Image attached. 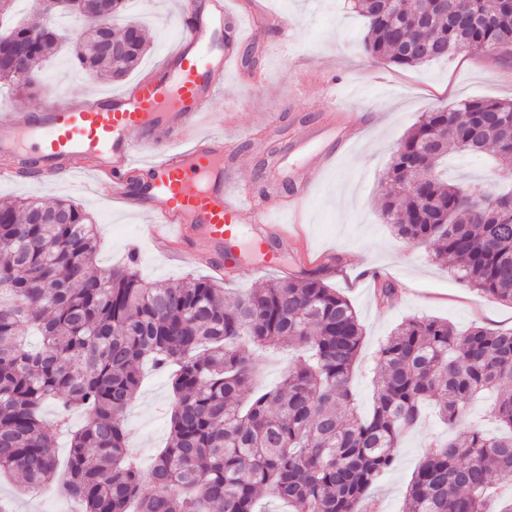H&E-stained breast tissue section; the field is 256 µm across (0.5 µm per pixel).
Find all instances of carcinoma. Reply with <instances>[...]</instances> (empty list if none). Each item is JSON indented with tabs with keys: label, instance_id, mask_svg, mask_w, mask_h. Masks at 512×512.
Returning <instances> with one entry per match:
<instances>
[{
	"label": "carcinoma",
	"instance_id": "carcinoma-1",
	"mask_svg": "<svg viewBox=\"0 0 512 512\" xmlns=\"http://www.w3.org/2000/svg\"><path fill=\"white\" fill-rule=\"evenodd\" d=\"M124 0H101V22ZM368 22L367 54L396 67L448 57L458 44L512 46L506 0H353ZM39 14L0 35L29 45L0 63V82L33 91L61 35ZM118 58L96 50L86 22L71 57L85 70L121 81L148 48L142 25ZM474 154L493 147L496 175H512V101L463 100L423 114L397 144L387 169L395 188L378 204L409 245L433 243L459 263L457 279L512 304V214L498 212L512 190L448 181V146ZM438 177L430 180L427 172ZM99 237L67 199L27 197L0 206V475L23 489L56 487L80 512H256L266 497L291 512H357L395 459L402 432L433 401L454 425L476 400L490 399L505 433L464 430L431 441L407 488L402 512H512L490 489L512 487V330L409 318L380 347L371 412L358 413L349 389L363 329L349 300L323 278L271 280L227 295L214 279L144 281L136 258L96 267ZM40 345L28 343L30 332ZM292 347L309 355L279 386H252L254 348ZM146 361L174 366L170 432L149 474L126 445L120 416L135 399ZM55 401L53 421L43 406ZM83 425L71 434L58 477V435L71 408Z\"/></svg>",
	"mask_w": 512,
	"mask_h": 512
}]
</instances>
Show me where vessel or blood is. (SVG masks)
<instances>
[{
    "instance_id": "vessel-or-blood-1",
    "label": "vessel or blood",
    "mask_w": 512,
    "mask_h": 512,
    "mask_svg": "<svg viewBox=\"0 0 512 512\" xmlns=\"http://www.w3.org/2000/svg\"><path fill=\"white\" fill-rule=\"evenodd\" d=\"M224 0H179L182 23L177 49L130 88L76 102L61 99L38 112L0 119V176L17 178L13 161L32 160L34 176L85 164L98 192L119 205L146 213L151 231H163L159 246L179 256L197 241L210 247L204 261L216 273L236 261L239 241L250 233V250L263 267L282 264L286 237L253 197L231 192L224 174V141L197 133L200 114L221 90L232 51L224 46ZM155 153L152 179L140 199L129 194L127 177L139 151ZM321 167L299 176L292 196L301 206L319 181ZM250 230H243L244 220Z\"/></svg>"
}]
</instances>
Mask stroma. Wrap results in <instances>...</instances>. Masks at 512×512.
<instances>
[{
  "label": "stroma",
  "mask_w": 512,
  "mask_h": 512,
  "mask_svg": "<svg viewBox=\"0 0 512 512\" xmlns=\"http://www.w3.org/2000/svg\"><path fill=\"white\" fill-rule=\"evenodd\" d=\"M248 0H224L232 17L224 32L236 48L251 47L255 64L231 63L222 89L210 106L202 130L223 135L224 147L234 150L229 165L236 172L235 190L250 193L257 183L260 159L271 156L296 171L317 164L324 151L335 162L319 189L306 202L302 233L285 246L284 269L255 270L249 265L225 271V287L245 291L281 278H305L314 269L304 257L327 256L322 275L342 292L363 327L362 349L352 375V391L361 412H369L373 396V357L391 331L409 317L447 320L457 330L474 326L512 329V305L477 294L453 276L452 262L438 258L432 245L405 244L385 223L376 199L385 190V175L394 148L425 112L451 107L467 99H512V54L458 52L411 69L369 59L362 41L366 22L353 12L350 0H258L260 13L279 15L283 27L255 24ZM175 0H127L115 26L129 19L142 22L150 49L140 69L115 82L80 68L68 51L51 59L40 89L17 95L0 88V114L32 112L51 94L83 98L103 91H121L143 70L162 61L181 29L175 22ZM322 120L326 129L308 153L292 149L302 127ZM492 155L448 153V176L468 185L492 179ZM37 196L65 198L79 204L96 224L102 247L100 267L107 268L136 254L138 268L152 282H172L187 274L209 275L196 255L206 243L197 242L193 255L178 258L159 250L142 229L134 212L113 210L111 201L61 171L41 179L0 180V205ZM394 285L397 295L379 303L380 282ZM255 389L281 383L294 362L289 349L258 350ZM173 407L171 383L165 372L148 366L141 388L123 417L127 444L153 465L169 433ZM451 428L434 417L404 434L393 466L367 491L378 512H402L407 487L431 434ZM0 497L11 500L16 512H70L68 501L53 492L17 494L0 483Z\"/></svg>",
  "instance_id": "35a3bbf8"
}]
</instances>
